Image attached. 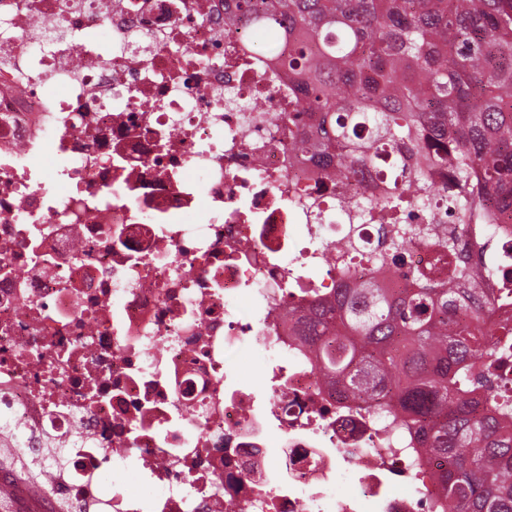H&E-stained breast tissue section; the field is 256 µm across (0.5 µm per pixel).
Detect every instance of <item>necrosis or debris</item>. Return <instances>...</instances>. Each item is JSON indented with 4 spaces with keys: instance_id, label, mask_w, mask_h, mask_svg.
Returning <instances> with one entry per match:
<instances>
[{
    "instance_id": "4bbe7bcc",
    "label": "necrosis or debris",
    "mask_w": 512,
    "mask_h": 512,
    "mask_svg": "<svg viewBox=\"0 0 512 512\" xmlns=\"http://www.w3.org/2000/svg\"><path fill=\"white\" fill-rule=\"evenodd\" d=\"M223 7L0 0V425L63 447L49 491L18 489L33 512H440L403 491L429 486L437 459L340 398L287 315L342 280L411 282L355 260L378 226L338 210L334 179L289 151L279 74L247 52L225 74L239 43L207 19ZM91 30L109 49L75 67ZM403 220L432 228L408 268L439 277L449 236L457 259L500 267L477 297L488 327L512 324V209ZM245 346L275 356V407L226 367ZM345 466L351 493L335 488Z\"/></svg>"
}]
</instances>
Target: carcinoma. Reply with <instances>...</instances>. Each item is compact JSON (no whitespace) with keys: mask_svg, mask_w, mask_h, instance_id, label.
Segmentation results:
<instances>
[{"mask_svg":"<svg viewBox=\"0 0 512 512\" xmlns=\"http://www.w3.org/2000/svg\"><path fill=\"white\" fill-rule=\"evenodd\" d=\"M224 31L266 55L300 109L281 120L288 150L336 168V185L383 167L394 191L377 200L339 195L363 221L383 222L373 266L400 267L409 204L448 210L462 222L496 200L512 205V0H232ZM449 173L440 195L432 173ZM454 239L438 251L444 280L405 272L413 287L389 294L343 284L299 314L319 372L339 396L385 413L445 459L432 474L446 512H512V397L498 360L512 354V327L485 328L477 306L465 323L461 296L495 271L453 264ZM15 471L43 483L29 457Z\"/></svg>","mask_w":512,"mask_h":512,"instance_id":"1","label":"carcinoma"}]
</instances>
